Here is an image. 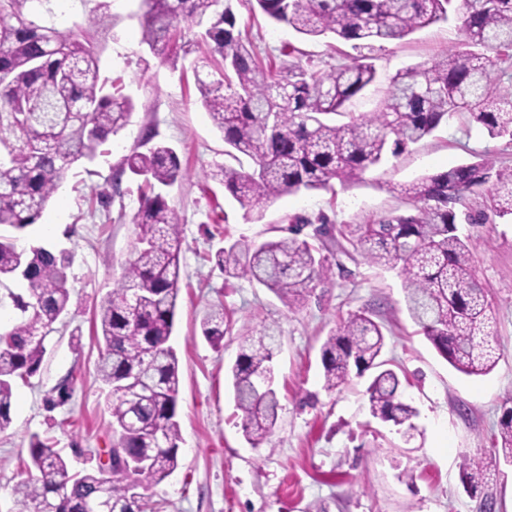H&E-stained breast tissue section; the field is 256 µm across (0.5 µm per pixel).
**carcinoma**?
<instances>
[{"label": "carcinoma", "instance_id": "obj_1", "mask_svg": "<svg viewBox=\"0 0 512 512\" xmlns=\"http://www.w3.org/2000/svg\"><path fill=\"white\" fill-rule=\"evenodd\" d=\"M25 0H0V227L21 231L41 216L72 164L93 159L132 111L123 96L103 93L98 59L74 33H62L27 18ZM142 40L151 47L184 39L182 25H205V72L197 73L202 106L222 133L224 155L242 154L248 169L214 164L206 177L245 213L259 220L275 199L302 190L358 182L386 155L398 156L458 113L482 125L492 138L512 139V0H253L274 23L306 39L335 35L359 54L330 72L291 62L265 70L253 44L238 28L233 0H143ZM461 20L462 40L426 64L398 72L377 111L336 125L347 102L375 80L362 53L377 42L401 41L449 15ZM91 105L86 120L71 112ZM144 177L134 216L138 246L120 287L101 305L104 348L97 373L109 387L108 404L121 454L96 470L71 471L39 435L31 436L28 477L16 484L23 512H86V500L102 494L112 512H145L134 489L159 483L178 467L176 420L179 363L169 345L179 294L181 220L153 192L181 175L176 151L155 143L133 151L119 174ZM495 182L487 209L512 217V168L481 158L427 174L401 187L411 205L365 224H347L339 234L371 263L399 269L408 311L437 353L465 375H485L496 364L495 337L488 330L489 294L475 277L467 243L457 234L456 205L467 193ZM261 242L239 239L216 251L228 278L246 277L284 304H301L328 278V257L299 238ZM72 258L44 247L25 248L0 233V429L11 423L13 390L39 371L52 325L67 314ZM24 289L15 292L10 281ZM213 346L224 338V306L200 325ZM385 335L367 310L337 324L321 347L324 387L333 392L351 373L371 372L367 387L372 417L413 428L417 410L403 402L401 381L382 358ZM275 336L241 337L230 369L241 427L257 446L272 434L281 405L273 388ZM499 437L512 462V408L504 412Z\"/></svg>", "mask_w": 512, "mask_h": 512}]
</instances>
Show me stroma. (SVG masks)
I'll list each match as a JSON object with an SVG mask.
<instances>
[{
  "mask_svg": "<svg viewBox=\"0 0 512 512\" xmlns=\"http://www.w3.org/2000/svg\"><path fill=\"white\" fill-rule=\"evenodd\" d=\"M243 37L263 67H281L291 45L328 71L350 63L351 44L327 36L306 40L234 0ZM25 16L61 32L80 28L98 58L100 75L131 99L129 123L94 159L74 163L43 212L54 225L29 226L23 242L70 253L75 290L69 311L47 338L38 374L17 383L11 423L0 430V512H21L14 494L20 453L31 434L50 440L72 469L97 467L113 444L102 385L96 374L101 346L95 316L120 284L137 239L133 222L145 189L142 177L112 174L146 131L173 147L181 178L162 193L181 218L179 298L170 346L179 360L180 466L160 483H143L146 512H512V463L495 449L504 408L512 406V219L459 223L477 278L488 289L500 351L493 370L468 377L448 365L420 333L406 305L398 270L369 263L346 240L329 243L332 265L298 308L245 278H225L214 264L227 243L261 241L309 218L326 215L334 228L407 211L402 185L433 172L490 159L512 167V139L490 138L468 116L452 117L399 157L367 171L362 180L330 190L285 195L262 220L245 217L222 185L206 177L225 162L224 139L199 102L195 72L202 50L169 47L159 54L142 40L141 0H27ZM452 17L403 41L375 46L377 79L346 109L375 111L390 79L430 61L462 38ZM223 305L227 326L221 348L200 332V321ZM367 309L383 327L385 359L401 378V398L416 408L411 431L381 422L368 411L369 376L325 390L320 350L350 313ZM275 334L274 387L282 410L272 435L251 445L242 428L228 371L240 336ZM488 480L470 494L461 477L476 462Z\"/></svg>",
  "mask_w": 512,
  "mask_h": 512,
  "instance_id": "obj_1",
  "label": "stroma"
}]
</instances>
